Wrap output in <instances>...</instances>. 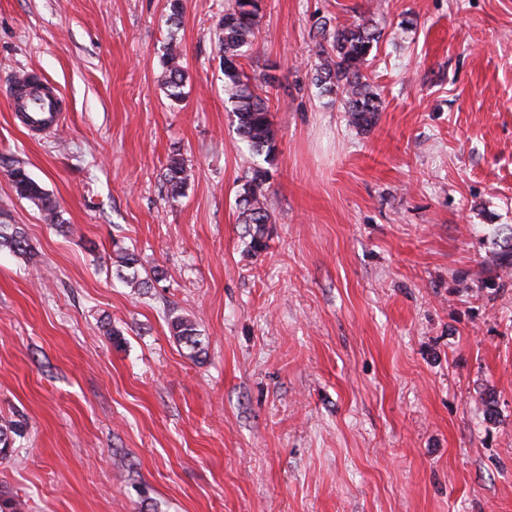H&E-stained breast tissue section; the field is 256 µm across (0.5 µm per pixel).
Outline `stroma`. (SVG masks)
Returning <instances> with one entry per match:
<instances>
[{"mask_svg": "<svg viewBox=\"0 0 512 512\" xmlns=\"http://www.w3.org/2000/svg\"><path fill=\"white\" fill-rule=\"evenodd\" d=\"M0 0V498L25 512H512V0H262L275 72L268 247L252 254L218 67L225 0ZM372 18L382 100L353 127L314 82L315 24ZM180 47L185 98L163 86ZM65 101L36 135L6 91ZM181 154L178 199L163 176ZM134 249L146 288L118 279ZM194 322L193 354L171 335ZM118 330L110 337L108 329ZM173 155L166 167L164 183L168 197L176 199L183 195V191L190 179V171L182 158ZM0 167L12 182L16 194L31 202L44 215L45 220L57 226L65 224L61 219L56 201L24 168L3 157L0 158ZM0 250H8L19 257H30L33 248L25 231L16 224L0 222Z\"/></svg>", "mask_w": 512, "mask_h": 512, "instance_id": "obj_1", "label": "stroma"}]
</instances>
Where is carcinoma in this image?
I'll use <instances>...</instances> for the list:
<instances>
[{
    "mask_svg": "<svg viewBox=\"0 0 512 512\" xmlns=\"http://www.w3.org/2000/svg\"><path fill=\"white\" fill-rule=\"evenodd\" d=\"M260 0H227L224 14L216 26L215 38L218 47L219 67L224 75V96L232 106L236 131L239 139L263 163L251 168L244 177L236 195L238 220L248 228L250 249L258 254L267 248V225L272 215L267 203V183L270 171L264 164L275 159L276 138L270 119L268 98L269 88L274 83L269 75L261 78L250 77L244 69L243 59L253 45L259 23ZM317 31L323 43L319 44L318 62L315 68V85L323 93L339 95L348 112L350 122L368 130L376 123L380 112L381 99L375 93L365 74L370 64L369 56L383 36L382 30L371 18H360L348 25L333 29L327 22L318 23ZM179 46L175 38L165 47L162 55L166 67L164 85L167 95L174 101L183 96L185 74L177 59ZM0 167L12 182L16 194L31 202L51 224L61 226L60 211L56 201L35 181L24 168L3 157ZM190 179L188 167L183 159L172 156L166 167L164 183L168 197L176 199ZM0 250L27 258L33 248L25 231L16 224L0 222ZM113 264L120 268L121 277L132 288H143L147 282L140 278L136 255L126 248L115 251ZM173 336L180 342L194 344L197 329L185 317L171 319ZM21 434V426L6 422L0 425V457L8 456L14 445V437Z\"/></svg>",
    "mask_w": 512,
    "mask_h": 512,
    "instance_id": "obj_1",
    "label": "carcinoma"
}]
</instances>
